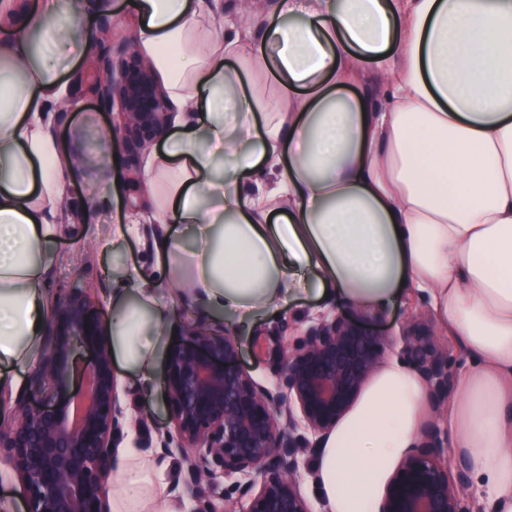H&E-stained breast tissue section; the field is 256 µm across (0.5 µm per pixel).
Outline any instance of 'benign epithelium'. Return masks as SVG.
<instances>
[{
	"instance_id": "1",
	"label": "benign epithelium",
	"mask_w": 512,
	"mask_h": 512,
	"mask_svg": "<svg viewBox=\"0 0 512 512\" xmlns=\"http://www.w3.org/2000/svg\"><path fill=\"white\" fill-rule=\"evenodd\" d=\"M97 65L91 91L103 110L118 112L111 132L134 156L164 135L172 104L133 45H110ZM264 339L277 367L272 386L240 364L238 340L223 323L185 324L160 376L175 432L162 448L177 442L189 484L218 475L231 481L224 512H313L300 487L303 459L357 402L385 357L387 337L361 318L333 313L292 345L281 335ZM77 344L91 355L81 369ZM402 358L432 406L448 398L455 371L425 327L404 337ZM29 388L46 393L43 404L0 397L1 406H13V416L0 418V464L14 473L26 512H110L123 408L110 327L82 292L59 294ZM299 428L304 434H295ZM466 496L463 471H451L448 448L428 425L389 478L377 512H467Z\"/></svg>"
}]
</instances>
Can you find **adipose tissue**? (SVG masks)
Returning a JSON list of instances; mask_svg holds the SVG:
<instances>
[{
  "label": "adipose tissue",
  "mask_w": 512,
  "mask_h": 512,
  "mask_svg": "<svg viewBox=\"0 0 512 512\" xmlns=\"http://www.w3.org/2000/svg\"><path fill=\"white\" fill-rule=\"evenodd\" d=\"M93 8L41 0L40 14L83 49ZM135 9L138 48L183 111L146 166L147 222L177 227L153 242L172 293L231 315L234 333L306 292L364 311L426 294L467 355L450 450L484 512H512V0H278L266 15L241 0L222 40L194 0ZM287 15L302 25H280ZM70 68L43 36L0 41V366L12 369L43 343L68 177L110 162L48 131ZM259 167L274 184L245 193ZM111 302L113 357L152 376L163 294L137 275ZM426 417L413 372L378 371L319 451L324 512H375ZM153 469L119 465L112 512H181L160 505Z\"/></svg>",
  "instance_id": "1"
}]
</instances>
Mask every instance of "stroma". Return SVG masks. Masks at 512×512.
Masks as SVG:
<instances>
[{
    "mask_svg": "<svg viewBox=\"0 0 512 512\" xmlns=\"http://www.w3.org/2000/svg\"><path fill=\"white\" fill-rule=\"evenodd\" d=\"M80 23L94 31L95 39L84 53L72 55V68L62 79L65 93L48 105L53 114L50 132L65 147L77 144L96 150L103 148L116 155L110 178L112 182L124 184L125 191L119 204L105 206L99 223L86 224L81 217L93 203L91 190L100 182L99 172L88 168L71 178L69 208L72 221L63 225L59 234L56 248L60 260L48 277L46 289L53 300L65 289H84L94 308L108 320L112 317L109 295L117 280L125 274L137 271L152 276L157 288H166L167 279L152 247L154 238L162 235L165 227L161 224L136 225L118 253L104 246L116 216L138 211L143 205L142 194L129 189L127 182L132 174H143L145 162L141 159L129 161L121 139L100 144L98 131L111 126L112 115L99 108L90 84L96 71V56L106 45L116 40L135 42L136 19L128 0H103L95 14L82 17ZM345 308V303L335 300L322 303L303 294L289 305L261 314L250 329L239 336L242 364L258 383L271 385L275 367L259 344L260 334L281 326L285 329L286 342L292 344L318 316ZM375 319L392 343L388 359H397L410 324L419 320L430 329L438 346L447 350L455 365L463 366V348L439 325L423 294L405 291L395 307L376 313ZM117 374L123 388L121 403L125 412L118 450L133 448L153 460L173 500L190 506L201 497L219 510L223 508L225 496L232 491L229 480L219 476L196 487L187 486L180 451L162 452L160 442L166 437L168 413L157 378H145L122 367L118 368Z\"/></svg>",
    "mask_w": 512,
    "mask_h": 512,
    "instance_id": "obj_1",
    "label": "stroma"
}]
</instances>
